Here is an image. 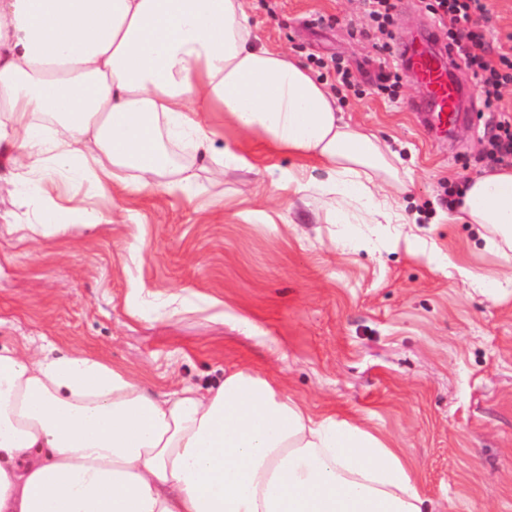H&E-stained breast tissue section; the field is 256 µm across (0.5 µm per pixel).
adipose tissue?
Instances as JSON below:
<instances>
[{"label": "adipose tissue", "mask_w": 512, "mask_h": 512, "mask_svg": "<svg viewBox=\"0 0 512 512\" xmlns=\"http://www.w3.org/2000/svg\"><path fill=\"white\" fill-rule=\"evenodd\" d=\"M221 112L242 134L309 165L268 168L304 195L406 224L397 152L347 122L326 83L265 46L245 0H0V156L27 197L32 233L108 224L49 185L102 192L197 186L252 171L216 153ZM192 159L174 165L173 148ZM458 218L504 244L512 283V168L467 178ZM0 512H430L402 450L376 431L312 412L243 370L208 387L154 392L74 349L0 344Z\"/></svg>", "instance_id": "ef3b65f1"}]
</instances>
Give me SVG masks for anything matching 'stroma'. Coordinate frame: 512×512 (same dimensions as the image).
Wrapping results in <instances>:
<instances>
[{
	"mask_svg": "<svg viewBox=\"0 0 512 512\" xmlns=\"http://www.w3.org/2000/svg\"><path fill=\"white\" fill-rule=\"evenodd\" d=\"M262 41L325 77L347 60L359 92L336 94L346 120L399 154L418 214L395 224H332L325 201L274 190L265 168L299 165L215 114L253 171L202 173L194 195L158 186L102 193L89 183L51 196L112 221L22 236L36 201L19 199L0 160V343L78 348L151 389L206 386L234 368L272 382L313 411L379 431L413 464L439 512H512V286L477 225L447 219L448 190L490 167L500 115L477 85L470 121L427 132L421 95L371 93L399 67L357 30L361 0H246ZM469 277H462V270ZM499 288H479V279Z\"/></svg>",
	"mask_w": 512,
	"mask_h": 512,
	"instance_id": "obj_1",
	"label": "stroma"
}]
</instances>
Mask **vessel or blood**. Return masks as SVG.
Returning <instances> with one entry per match:
<instances>
[{"label":"vessel or blood","mask_w":512,"mask_h":512,"mask_svg":"<svg viewBox=\"0 0 512 512\" xmlns=\"http://www.w3.org/2000/svg\"><path fill=\"white\" fill-rule=\"evenodd\" d=\"M400 63L406 74L424 90L412 107L428 129L448 131L465 123L469 113L462 106L464 85L454 76L455 57L441 45L435 31L400 38Z\"/></svg>","instance_id":"b4317fda"}]
</instances>
